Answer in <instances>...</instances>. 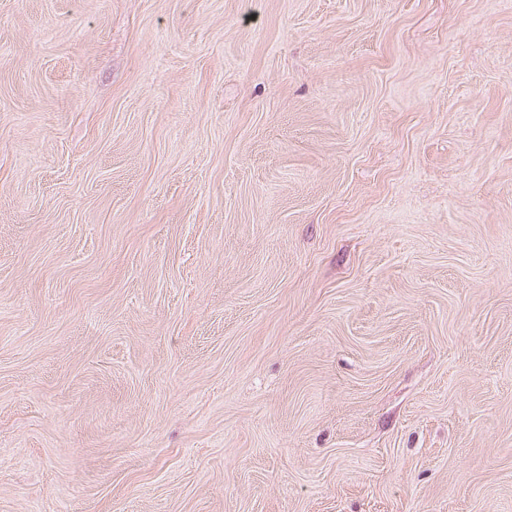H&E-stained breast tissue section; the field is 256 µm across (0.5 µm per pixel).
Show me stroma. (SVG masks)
<instances>
[{
	"label": "stroma",
	"mask_w": 512,
	"mask_h": 512,
	"mask_svg": "<svg viewBox=\"0 0 512 512\" xmlns=\"http://www.w3.org/2000/svg\"><path fill=\"white\" fill-rule=\"evenodd\" d=\"M0 512H512V0H0Z\"/></svg>",
	"instance_id": "1"
}]
</instances>
